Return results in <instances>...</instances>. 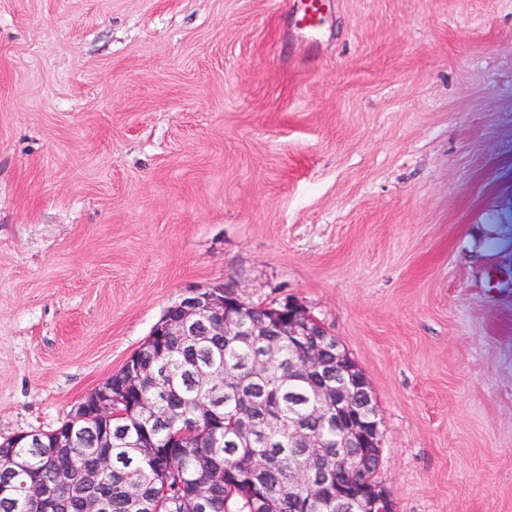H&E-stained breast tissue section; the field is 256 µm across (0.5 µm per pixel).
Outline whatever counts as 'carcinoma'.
<instances>
[{"instance_id":"obj_1","label":"carcinoma","mask_w":512,"mask_h":512,"mask_svg":"<svg viewBox=\"0 0 512 512\" xmlns=\"http://www.w3.org/2000/svg\"><path fill=\"white\" fill-rule=\"evenodd\" d=\"M270 341L281 345L282 354L262 380L249 378L247 361ZM166 358L159 376L143 387L155 404L184 417L172 427L150 424L146 437L138 426L121 418L112 421V472L98 489L107 512H136L139 500L156 497L154 472L163 467L164 454L176 460L170 480L171 493L159 512H255L262 502L271 512H335L328 503L305 507L299 496L288 493L298 451L288 442V418L310 415L316 381L302 373V356L281 336H256L240 342L234 336H198L188 343L181 336L165 340ZM212 366L230 389H214L195 377L198 364ZM114 405L128 406L123 371L112 376ZM218 405V424L183 429L201 403ZM256 408L277 416L280 431L270 440L235 443L233 421L240 411ZM99 446L92 436L78 438L73 447L53 455L22 447L15 457L0 456V482L15 489L13 497L0 498V512H35L24 492L37 481L54 489L51 509L40 512H85L86 488L82 466L95 457ZM208 487L205 507L196 500V488Z\"/></svg>"}]
</instances>
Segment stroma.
I'll use <instances>...</instances> for the list:
<instances>
[{
    "instance_id": "35a3bbf8",
    "label": "stroma",
    "mask_w": 512,
    "mask_h": 512,
    "mask_svg": "<svg viewBox=\"0 0 512 512\" xmlns=\"http://www.w3.org/2000/svg\"><path fill=\"white\" fill-rule=\"evenodd\" d=\"M0 0V441L186 293L368 376L395 512H512V0ZM326 0H300L296 10V22L299 28L309 35L320 33L324 19Z\"/></svg>"
}]
</instances>
